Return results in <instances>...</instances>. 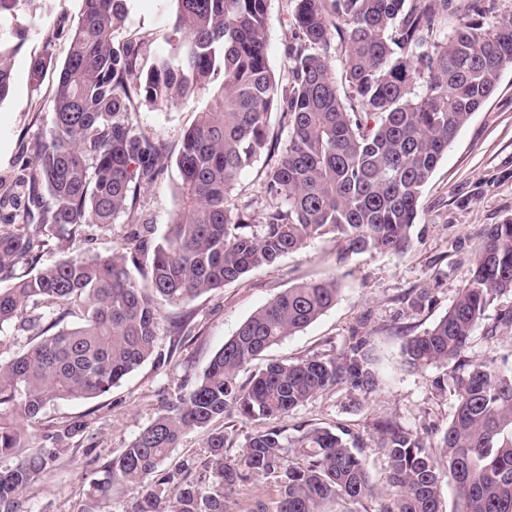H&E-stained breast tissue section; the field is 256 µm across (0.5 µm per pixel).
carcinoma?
Wrapping results in <instances>:
<instances>
[{
    "label": "carcinoma",
    "mask_w": 512,
    "mask_h": 512,
    "mask_svg": "<svg viewBox=\"0 0 512 512\" xmlns=\"http://www.w3.org/2000/svg\"><path fill=\"white\" fill-rule=\"evenodd\" d=\"M169 54H151L153 34L116 39L128 0H83L80 24L53 95V125L31 148L30 208L22 227L0 229V274L38 262L43 230L73 234L136 226L127 245L106 256L45 265L0 288V329L33 336L30 347L0 357V512H23L30 484L63 454L72 425L48 436L54 448H27L25 424L60 399L111 391L150 358L162 325L158 301L177 306L277 263L328 234L346 250L403 251L424 184L448 145L495 92L512 64V17L492 31L478 20L437 44L434 33L454 0H287L295 28L284 71L267 58L268 0H167ZM17 16L0 14V102L12 84ZM341 74L331 65L336 43ZM52 63L30 61L39 82ZM204 97L174 158L137 132L142 103ZM287 118L288 142L264 178V203L231 195L240 173L270 151V118ZM174 166L175 204L168 234L152 250L147 285L138 267L149 240L137 189ZM334 277L297 284L245 320L211 359L187 396L169 401L93 482L80 512H98L112 486L139 488L124 512H230L237 486L275 478L276 512H323L326 502L360 503L375 487L345 432L312 428L297 455L282 432L250 435L234 459L224 432H212L196 479L162 465L184 432L236 414L281 419L317 395L345 386L378 391L379 358L358 338L339 356L272 362L249 382L238 372L269 347L336 304ZM512 292V220L490 224L471 283L428 330L403 344L413 367L457 363L455 413L436 442L391 419L375 430L397 498L383 512H444L441 488L454 485L460 512H512V373L462 359L489 302ZM71 314L80 322L59 325Z\"/></svg>",
    "instance_id": "cac0c4a2"
}]
</instances>
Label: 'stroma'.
<instances>
[{"label":"stroma","instance_id":"stroma-1","mask_svg":"<svg viewBox=\"0 0 512 512\" xmlns=\"http://www.w3.org/2000/svg\"><path fill=\"white\" fill-rule=\"evenodd\" d=\"M123 30L130 36L156 33L152 53L167 54V0H129ZM82 13V0H36L18 12L22 27L13 58V84L0 102V219L28 205L25 163L33 142L53 124L51 99L70 35ZM268 58L274 70L285 64L284 48L294 33L286 0L268 2ZM49 54L53 64L39 84H32V56ZM203 99L168 105L145 104L133 114L138 132L176 154L184 132L193 126ZM177 172L143 182L139 204L162 240L174 208ZM512 219V64L504 68L492 98L449 145L420 199L409 246L397 254L366 251L350 254L344 242L326 236L311 240L278 263L250 272L224 288L164 307L168 316L186 315L184 335L161 330L154 355L112 390L94 399L51 403L27 432L32 446H47L54 430L77 424L81 430L65 440L61 458L25 494L27 512H80L91 482L102 468L163 412L179 394L189 393L212 357L256 310L288 288L311 279L336 277L341 294L335 306L294 335L283 338L239 375L246 381L275 361L329 357L342 353L356 337H367L380 358L381 389L364 395L342 387L309 400L279 422L289 443H297L315 427H342L356 440L366 459L375 495L363 501V512H379L395 497L388 482L386 458L378 446L374 424L390 419L410 430L441 434L455 411L451 391L435 388L444 366L412 369L405 365L406 337L421 334L441 318L472 276L486 225ZM130 225L117 220L110 229L84 225L62 242L49 237L43 263L76 256L105 255L124 244ZM512 309V293L497 296L476 326L468 359L491 363L512 373V329L499 316Z\"/></svg>","mask_w":512,"mask_h":512}]
</instances>
